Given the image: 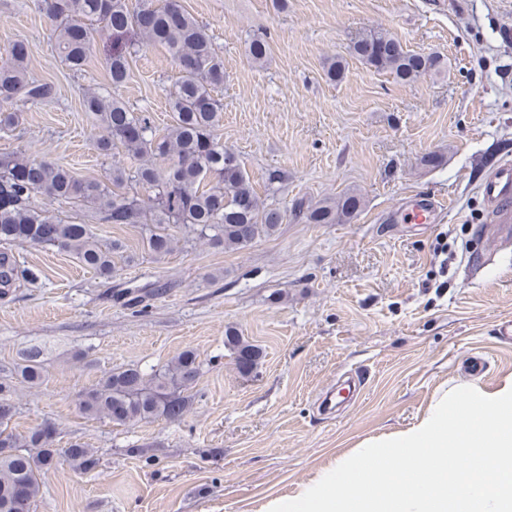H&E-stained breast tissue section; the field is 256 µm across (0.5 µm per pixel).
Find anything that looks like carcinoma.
<instances>
[{"instance_id":"1","label":"carcinoma","mask_w":512,"mask_h":512,"mask_svg":"<svg viewBox=\"0 0 512 512\" xmlns=\"http://www.w3.org/2000/svg\"><path fill=\"white\" fill-rule=\"evenodd\" d=\"M43 8L53 23L58 52L70 68L81 70L86 65L96 22L117 39L130 32L137 36L129 50L112 51V87L127 81L129 58L151 45L168 49L180 77L168 93L172 124L161 130L146 113L130 109L106 89L85 96V111L97 118L103 130L97 140L100 153L109 155L120 147L134 160L129 167L113 165L107 183L80 179L51 161L0 157V297L41 285L42 271L18 261L12 254L16 245L65 251L103 279L112 277L114 255L123 250L117 240L101 242L87 222L66 220L40 207L39 195L89 208L90 218L100 224L141 225L143 246L156 256L173 252L181 241L234 250L275 233L286 212L261 200L239 158L224 149L215 135L222 111L214 93L224 85V61L180 0H141L133 9L128 0H43ZM269 52L264 36H254L247 44V54L255 63L264 62ZM31 53L27 42L16 40L9 47L8 60L0 64V130H17L20 108L40 105L52 95L49 84L29 76ZM351 54L404 83L446 68L442 57L406 51L380 30L354 41ZM159 160L167 162L162 169L157 167ZM141 189L147 195H141ZM361 207L358 194L346 193L333 202L299 200L293 212L306 224H342ZM224 344L233 350L240 372L258 366L259 349L243 337L229 332ZM201 367L197 352L188 348L149 372L137 366L113 369L80 396L79 410L119 426L160 418L180 420L190 407V391ZM17 373L32 386L42 384L46 367L41 351L28 350ZM10 391V385L0 383V512H34L43 472L63 460L88 473L98 467L99 458L80 443L64 450L55 447L56 430L48 422L15 433Z\"/></svg>"}]
</instances>
